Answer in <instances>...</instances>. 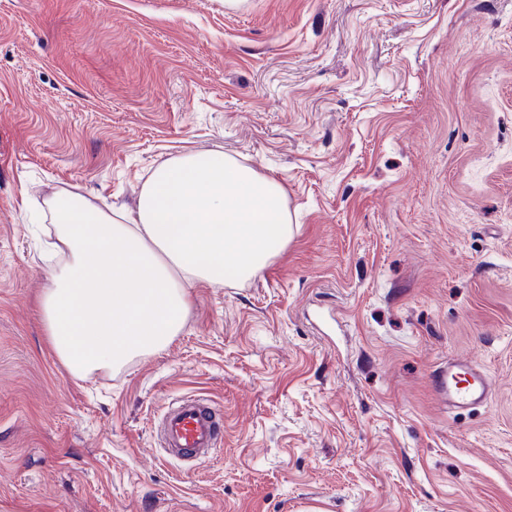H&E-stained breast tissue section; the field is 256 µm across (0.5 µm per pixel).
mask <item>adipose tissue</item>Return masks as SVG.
Masks as SVG:
<instances>
[{
  "label": "adipose tissue",
  "instance_id": "adipose-tissue-1",
  "mask_svg": "<svg viewBox=\"0 0 512 512\" xmlns=\"http://www.w3.org/2000/svg\"><path fill=\"white\" fill-rule=\"evenodd\" d=\"M49 209L56 260L41 321L75 376L160 351L184 328L189 285L250 280L294 236L284 187L221 151L159 164L133 210L68 190Z\"/></svg>",
  "mask_w": 512,
  "mask_h": 512
}]
</instances>
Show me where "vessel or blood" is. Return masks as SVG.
<instances>
[{
  "instance_id": "b4317fda",
  "label": "vessel or blood",
  "mask_w": 512,
  "mask_h": 512,
  "mask_svg": "<svg viewBox=\"0 0 512 512\" xmlns=\"http://www.w3.org/2000/svg\"><path fill=\"white\" fill-rule=\"evenodd\" d=\"M432 385L449 409L455 411L480 406L492 391V380L483 367L457 360L433 373ZM156 433L164 455L192 464L221 449L224 423L207 399L193 395L167 408Z\"/></svg>"
}]
</instances>
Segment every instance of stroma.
<instances>
[{
  "mask_svg": "<svg viewBox=\"0 0 512 512\" xmlns=\"http://www.w3.org/2000/svg\"><path fill=\"white\" fill-rule=\"evenodd\" d=\"M217 149L295 236L72 376L32 210ZM452 358L487 404L436 399ZM190 395L224 419L192 468L154 434ZM0 512H512V0H0Z\"/></svg>",
  "mask_w": 512,
  "mask_h": 512,
  "instance_id": "stroma-1",
  "label": "stroma"
}]
</instances>
